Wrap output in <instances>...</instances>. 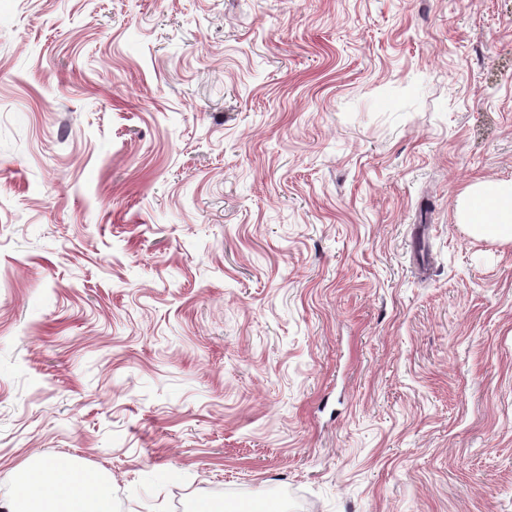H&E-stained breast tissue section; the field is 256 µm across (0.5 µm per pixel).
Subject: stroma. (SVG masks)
<instances>
[{
  "mask_svg": "<svg viewBox=\"0 0 512 512\" xmlns=\"http://www.w3.org/2000/svg\"><path fill=\"white\" fill-rule=\"evenodd\" d=\"M512 0H0V475L114 512H512ZM457 217L474 237L512 243V179L470 184L459 200ZM3 512H112V480L74 464L33 459L0 478Z\"/></svg>",
  "mask_w": 512,
  "mask_h": 512,
  "instance_id": "35a3bbf8",
  "label": "stroma"
}]
</instances>
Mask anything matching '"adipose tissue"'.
<instances>
[{
    "label": "adipose tissue",
    "mask_w": 512,
    "mask_h": 512,
    "mask_svg": "<svg viewBox=\"0 0 512 512\" xmlns=\"http://www.w3.org/2000/svg\"><path fill=\"white\" fill-rule=\"evenodd\" d=\"M457 217L474 237L512 243V179L470 184ZM0 512H112V480L36 458L0 477Z\"/></svg>",
    "instance_id": "ef3b65f1"
}]
</instances>
